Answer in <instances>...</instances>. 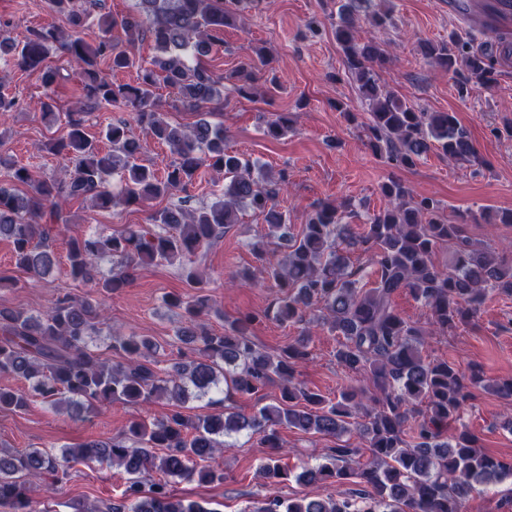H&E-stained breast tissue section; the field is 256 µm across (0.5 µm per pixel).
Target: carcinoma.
Segmentation results:
<instances>
[{"label": "carcinoma", "mask_w": 512, "mask_h": 512, "mask_svg": "<svg viewBox=\"0 0 512 512\" xmlns=\"http://www.w3.org/2000/svg\"><path fill=\"white\" fill-rule=\"evenodd\" d=\"M240 2L133 0L132 12L116 18L103 12L102 0H49L68 31L48 24L20 39H0V61L37 74L47 90L69 82L72 67L80 77L79 106L67 114V135L47 143L51 154L67 160L62 170L37 177L29 166L0 157V169L11 182L9 187L0 185V238L11 241L14 265L32 283L45 280L56 266L49 245L52 231L69 230L70 219L60 202L88 200L99 210L143 207L176 196L203 168L224 172V188L205 206L189 209L178 202L151 215L150 223L131 224L118 234L101 230L70 236V277L101 293L127 287L143 265H178L195 293L167 294L164 303L185 318L175 336L191 346L193 357L163 370L153 337L130 334L110 336L122 361H103L89 344L101 321L99 305L89 298L62 294L38 314L0 308V374L30 385L28 392L0 388V410H22L32 397L54 410L67 405L77 415L114 401L148 406L164 399L173 406L150 420L130 422L119 440H90L59 453L0 448V504L14 512H50L37 496L38 488L62 483L72 462L117 466L127 475L118 499L101 507L78 502L75 512H212L199 502L174 497L170 483L195 477L201 482L223 480L224 473L209 461L233 447L240 433L253 431L270 448L260 473L269 486L280 484L288 479L281 465L283 426L337 439L355 437L354 445L325 449L320 461L304 466L295 479L349 482L358 489L318 499L269 496L258 512H464L479 486L512 476V462L483 452L468 431L448 427L477 390H490L511 402L512 379L487 384L478 369L466 375L451 362L423 355L425 337L449 335L473 324L488 291L512 296V258L475 247L463 225L440 219L439 201L413 200L409 188L393 177L381 185L389 206L373 214L362 229L342 223V206L323 202L299 233L288 232L287 216L277 202L288 174L272 181L258 161L225 149L224 126L210 120L224 85L202 58L222 41ZM339 2L336 41L345 71L367 105L372 151L393 168H411L433 150L460 164H480L468 131L453 113L422 112L383 89L379 69L387 57L380 43L360 31L359 8L367 0ZM95 13L100 34L90 44L81 33ZM116 26L126 34L124 45L112 40ZM145 31L160 55L152 67L139 68L136 83H112L106 71L137 65L131 48ZM54 50L70 67L47 64ZM418 52L448 74L465 68L475 90L488 91L495 84L490 54L454 35L446 41L423 40ZM266 62L265 48L250 47L227 76L238 96L254 97V83ZM160 82L197 113L193 125L173 123L161 111L156 96ZM116 104L131 108L135 122L176 155L163 172L136 163L143 146L126 121L107 125L106 151L88 138L86 114ZM289 130L288 115L280 113L266 122L263 133L279 139ZM114 175L123 183L118 191L110 185ZM244 209L264 215L266 237L280 241V250L271 252L262 239L250 243L262 261L261 277L273 280L280 291L263 316L296 325L309 323L307 316L320 311V323L340 337L337 362L367 378L371 388L350 385L332 402L295 382L297 368L309 360L306 329L277 355L253 341L249 328L255 315L228 322L221 334L208 329L203 318L212 309V298L203 287L198 251L240 223ZM472 221L512 224V210L484 209ZM441 244L453 253L446 268L434 261ZM348 251L369 256L373 287L361 285L360 270L348 265ZM105 260L112 263L107 273L101 267ZM402 291L429 309L430 329L410 322L397 309L394 298ZM276 383L281 385L277 402L251 416L226 405L234 395L253 396ZM192 393L207 398L209 412L190 419L179 408ZM363 447L371 456L366 462L361 460ZM153 470L164 479L145 491L140 475Z\"/></svg>", "instance_id": "carcinoma-1"}]
</instances>
